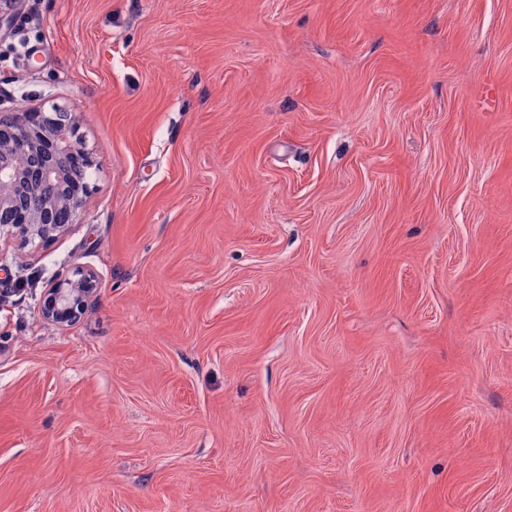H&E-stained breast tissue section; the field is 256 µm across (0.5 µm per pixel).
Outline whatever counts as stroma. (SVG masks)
Returning <instances> with one entry per match:
<instances>
[{
	"instance_id": "stroma-1",
	"label": "stroma",
	"mask_w": 512,
	"mask_h": 512,
	"mask_svg": "<svg viewBox=\"0 0 512 512\" xmlns=\"http://www.w3.org/2000/svg\"><path fill=\"white\" fill-rule=\"evenodd\" d=\"M55 107L0 512H512V0H21L0 113ZM96 288V276L79 269L73 273V277L54 278L44 295L42 316L55 324L73 322L83 310L86 299Z\"/></svg>"
}]
</instances>
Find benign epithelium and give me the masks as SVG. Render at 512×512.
<instances>
[{
    "mask_svg": "<svg viewBox=\"0 0 512 512\" xmlns=\"http://www.w3.org/2000/svg\"><path fill=\"white\" fill-rule=\"evenodd\" d=\"M77 137V123L68 112L0 113V141L36 158L28 169L0 159V233L16 232L30 242L46 243L64 228L54 223L58 212L74 219L85 193L63 185L72 170L95 166L90 153L75 150ZM96 288V276L79 269L71 277L54 278L44 295L42 316L55 324L74 321Z\"/></svg>",
    "mask_w": 512,
    "mask_h": 512,
    "instance_id": "obj_1",
    "label": "benign epithelium"
}]
</instances>
